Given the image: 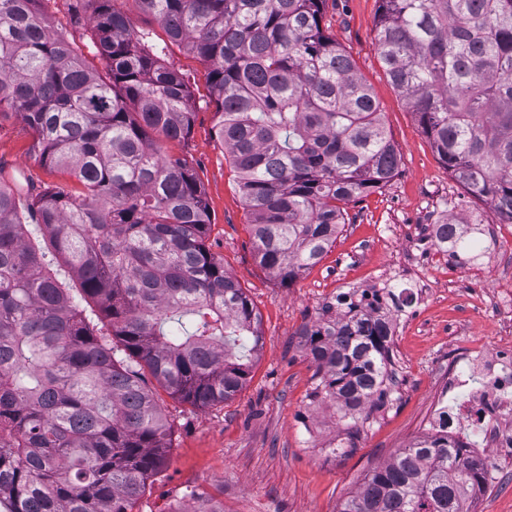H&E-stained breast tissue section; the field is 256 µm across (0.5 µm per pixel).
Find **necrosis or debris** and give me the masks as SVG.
I'll list each match as a JSON object with an SVG mask.
<instances>
[{
    "mask_svg": "<svg viewBox=\"0 0 512 512\" xmlns=\"http://www.w3.org/2000/svg\"><path fill=\"white\" fill-rule=\"evenodd\" d=\"M340 309L355 305L395 326L401 316L394 307L389 281L366 282L337 300ZM505 326L490 351L467 352L465 367L449 378L436 398L431 429H447L449 440L465 444L466 456L488 467L502 450L512 451V310L503 317ZM489 425L490 435L480 448L467 446L470 427Z\"/></svg>",
    "mask_w": 512,
    "mask_h": 512,
    "instance_id": "obj_1",
    "label": "necrosis or debris"
}]
</instances>
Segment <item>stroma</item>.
Masks as SVG:
<instances>
[{"instance_id": "1", "label": "stroma", "mask_w": 512, "mask_h": 512, "mask_svg": "<svg viewBox=\"0 0 512 512\" xmlns=\"http://www.w3.org/2000/svg\"><path fill=\"white\" fill-rule=\"evenodd\" d=\"M379 5L326 0L324 22L372 89L397 149V174L380 191L347 204L348 220L332 248L289 285L254 259L236 174L215 137L205 66L182 46L168 49V62L185 74L196 96L191 134L177 153L198 173L211 212L207 244L254 303L261 341L246 385L222 404L190 405L146 377L173 433L166 462L147 479L137 512H186L190 490L224 512H338L369 470L428 435L435 393L450 371L461 368L463 352L491 348L497 339L495 299L512 291V281H477L467 264L439 265L428 227L451 212L471 224L500 218L450 176L390 83L376 40ZM31 143L19 117L0 115V166L42 187L59 183L60 170L43 166ZM401 259L414 276L430 281L431 296L391 339L394 382L384 405L350 436L335 405L310 396L316 368L300 331L338 317V293L385 276ZM492 468L477 491L478 512H512V462L498 458Z\"/></svg>"}]
</instances>
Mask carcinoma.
Wrapping results in <instances>:
<instances>
[{
  "label": "carcinoma",
  "mask_w": 512,
  "mask_h": 512,
  "mask_svg": "<svg viewBox=\"0 0 512 512\" xmlns=\"http://www.w3.org/2000/svg\"><path fill=\"white\" fill-rule=\"evenodd\" d=\"M45 0H0V114L67 175L34 194L0 168V512H134L171 427L169 395L233 399L259 314L207 245L206 194L181 146L193 92L166 61L177 43L207 68L215 135L238 174L254 257L282 282L319 263L344 205L388 184L398 156L351 54L323 26L326 0H116L85 6L93 54L48 25ZM387 75L453 179L512 223V0H380ZM34 224L53 258L26 240ZM439 245L475 242L443 234ZM93 303L111 332L85 313ZM313 395L348 427L385 395L389 331L351 308L305 326ZM483 470L439 430L370 470L339 512H468Z\"/></svg>",
  "instance_id": "carcinoma-1"
}]
</instances>
